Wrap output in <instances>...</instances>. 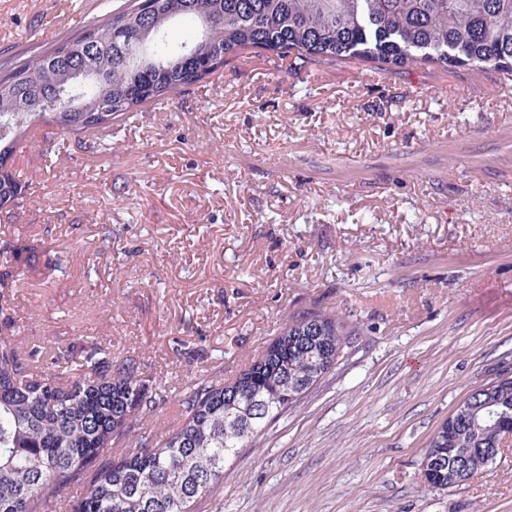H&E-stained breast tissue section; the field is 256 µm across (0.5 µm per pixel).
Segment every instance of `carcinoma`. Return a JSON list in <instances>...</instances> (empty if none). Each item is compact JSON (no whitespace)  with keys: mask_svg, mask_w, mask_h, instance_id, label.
Segmentation results:
<instances>
[{"mask_svg":"<svg viewBox=\"0 0 512 512\" xmlns=\"http://www.w3.org/2000/svg\"><path fill=\"white\" fill-rule=\"evenodd\" d=\"M198 28L173 45L170 24ZM193 51L185 65L180 53ZM271 51L316 70L361 60L382 72L422 66L512 71V0H125L41 56L0 64V161L38 126L77 139L132 120L223 75L246 53ZM71 91L61 103L57 92ZM24 191L0 174V212ZM15 286L30 257L15 252ZM358 332L333 310L288 318L262 356L229 384L208 381L183 401L184 422L159 438L141 420L156 408L136 362L89 342L76 375L57 377L0 340V512H45L84 485L74 512H192L251 445L354 347ZM512 439V375L477 388L445 420L422 460L425 482L446 490L493 464Z\"/></svg>","mask_w":512,"mask_h":512,"instance_id":"cac0c4a2","label":"carcinoma"}]
</instances>
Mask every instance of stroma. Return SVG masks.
<instances>
[{
  "label": "stroma",
  "mask_w": 512,
  "mask_h": 512,
  "mask_svg": "<svg viewBox=\"0 0 512 512\" xmlns=\"http://www.w3.org/2000/svg\"><path fill=\"white\" fill-rule=\"evenodd\" d=\"M121 2L0 0V62ZM11 171L25 195L0 213V271L37 258L0 337L49 371L91 339L134 359L159 433L287 316L358 324V347L194 512H512V441L455 488L421 471L464 397L512 373V75L250 54L111 141L38 127Z\"/></svg>",
  "instance_id": "1"
}]
</instances>
